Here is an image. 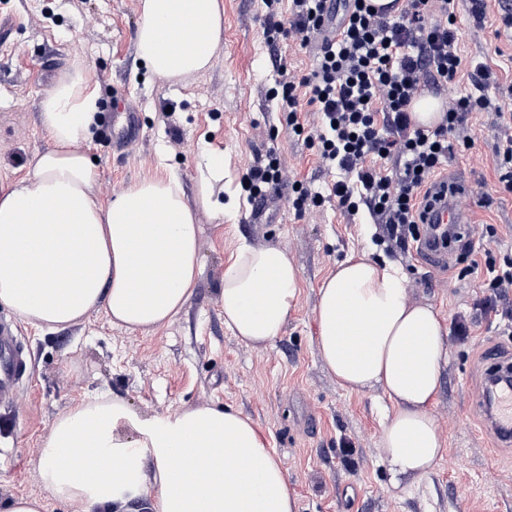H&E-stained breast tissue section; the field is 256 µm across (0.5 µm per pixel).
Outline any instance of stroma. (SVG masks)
I'll return each mask as SVG.
<instances>
[{
	"mask_svg": "<svg viewBox=\"0 0 512 512\" xmlns=\"http://www.w3.org/2000/svg\"><path fill=\"white\" fill-rule=\"evenodd\" d=\"M224 44L213 67L186 83L155 80L135 46L138 0H0V16L16 26L0 45V186L24 176L50 140L40 102L74 56L97 73L99 127L87 149L100 173L99 191L153 175L159 163L182 176L189 199L198 194L197 164L205 149L223 151L233 181L275 152L284 181L279 201L262 223L238 196L225 218L197 208L201 273L184 311L171 325L131 334L104 314L56 330L21 323L30 371L14 405L0 406V506L14 497L46 500L47 512H70L52 499L38 477L39 443L55 418L74 402L116 395L136 411L164 415L207 405L249 417L281 460L298 512H512V447L486 430L474 401L482 368L512 351L491 318L475 317L467 339L448 335V362L432 413L445 445L428 476L395 481L379 438L391 406L381 391L341 389L317 345V289L351 254L396 263L411 301L435 307L445 325L474 315L483 268L460 272L438 256L401 252L379 239L367 212L351 216L336 202L296 214L293 183L326 191L336 179L315 148L288 127L271 92L277 66L298 74L315 67L312 48L264 33L261 0H223ZM465 63H488L498 76L490 89L512 113V29L489 7L476 26L467 0H453ZM127 95L126 110H111L113 93ZM470 149L455 147L442 180L466 184L473 243L483 249L485 225L497 230L498 254L512 252V194L498 182L494 113L468 121ZM284 250L301 271L300 295L280 338L253 347L224 324L220 304L224 264L239 240Z\"/></svg>",
	"mask_w": 512,
	"mask_h": 512,
	"instance_id": "obj_1",
	"label": "stroma"
}]
</instances>
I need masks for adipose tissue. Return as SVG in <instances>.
<instances>
[{
	"mask_svg": "<svg viewBox=\"0 0 512 512\" xmlns=\"http://www.w3.org/2000/svg\"><path fill=\"white\" fill-rule=\"evenodd\" d=\"M138 55L153 76L183 83L211 68L224 39L223 0H139ZM197 33L186 46L173 34ZM51 145L28 174L0 188V304L40 329L101 311L129 332L171 324L201 271L200 232L180 174L163 167L108 201L86 147L98 111L97 74L74 59L41 102ZM199 205L220 201L223 153L204 151ZM300 271L275 246L239 241L224 268V323L263 346L282 333ZM322 360L349 391L378 389L394 412L380 450L397 475L424 477L444 446L431 412L448 361V330L433 306L411 302L401 270L350 257L318 289ZM364 342H355L356 332ZM38 476L72 512H121L149 494L152 512H296L297 501L266 438L247 417L211 406L161 416L100 395L59 414L40 444Z\"/></svg>",
	"mask_w": 512,
	"mask_h": 512,
	"instance_id": "obj_1",
	"label": "adipose tissue"
}]
</instances>
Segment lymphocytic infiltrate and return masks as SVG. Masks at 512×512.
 <instances>
[{
	"label": "lymphocytic infiltrate",
	"instance_id": "lymphocytic-infiltrate-1",
	"mask_svg": "<svg viewBox=\"0 0 512 512\" xmlns=\"http://www.w3.org/2000/svg\"><path fill=\"white\" fill-rule=\"evenodd\" d=\"M430 0H406L397 17L375 10L368 0H292V19H278L280 0H264L266 33L298 36L302 45H316L317 64L309 75L280 65L276 90L289 126H296L300 102L314 106L317 126L307 140L321 163L343 172L328 193L299 188L292 205L298 212L321 207L334 198L349 214L367 211L385 240L400 250L425 249L421 222L428 207L430 184L454 156L449 135L460 136L463 148L471 140L464 131L474 112H490L488 95L494 72L477 66L473 89L448 101V110L434 129L416 127L410 104L424 87L442 91L459 81L462 58L460 30L441 0V17L425 21ZM341 19L342 30L331 40L318 39L324 22ZM283 180L275 153L249 168L241 179L248 200L265 197ZM486 279L476 304L512 328V256L496 258L484 252Z\"/></svg>",
	"mask_w": 512,
	"mask_h": 512
}]
</instances>
